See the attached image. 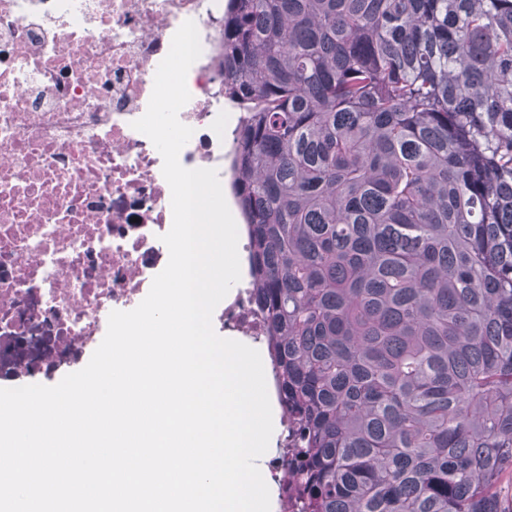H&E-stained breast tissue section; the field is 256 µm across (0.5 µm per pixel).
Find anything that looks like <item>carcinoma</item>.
<instances>
[{
	"label": "carcinoma",
	"mask_w": 512,
	"mask_h": 512,
	"mask_svg": "<svg viewBox=\"0 0 512 512\" xmlns=\"http://www.w3.org/2000/svg\"><path fill=\"white\" fill-rule=\"evenodd\" d=\"M231 188L299 512H502L512 0H228Z\"/></svg>",
	"instance_id": "1"
}]
</instances>
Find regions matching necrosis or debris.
I'll list each match as a JSON object with an SVG mask.
<instances>
[{"label": "necrosis or debris", "mask_w": 512, "mask_h": 512, "mask_svg": "<svg viewBox=\"0 0 512 512\" xmlns=\"http://www.w3.org/2000/svg\"><path fill=\"white\" fill-rule=\"evenodd\" d=\"M202 54L179 119L188 169L224 168V0H0V382L82 365L111 311L134 309L166 266L171 190L132 127L186 20ZM240 282L216 334L263 340Z\"/></svg>", "instance_id": "4bbe7bcc"}]
</instances>
